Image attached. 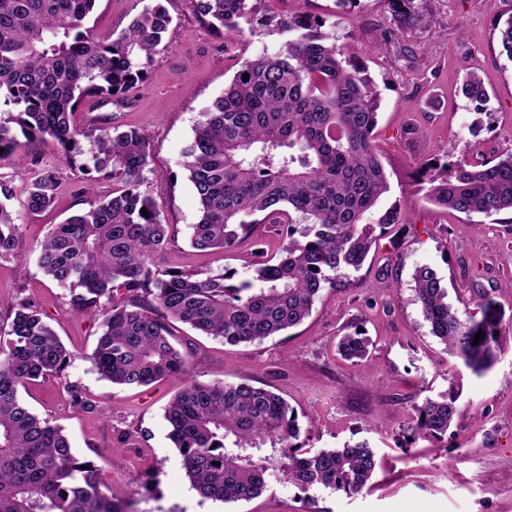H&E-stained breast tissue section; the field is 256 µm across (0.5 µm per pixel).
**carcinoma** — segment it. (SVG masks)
I'll return each mask as SVG.
<instances>
[{
	"label": "carcinoma",
	"instance_id": "carcinoma-1",
	"mask_svg": "<svg viewBox=\"0 0 512 512\" xmlns=\"http://www.w3.org/2000/svg\"><path fill=\"white\" fill-rule=\"evenodd\" d=\"M215 32L244 37L254 24L288 34L274 56L245 62L182 153L199 202L190 243L226 253L258 224L276 227L273 254L258 248L251 278L234 282L228 270L162 269L172 226L146 185L151 151L135 128L80 131L73 116L87 98L123 104L143 80L172 23L161 0H147L118 36L86 26L95 0H0V147L26 153L51 141L63 163L93 181L112 182V194H90L88 209L55 225L38 244L37 264L69 290L75 313L101 319L91 363L116 384L150 386L186 375V356L171 341L179 322L226 344L261 342L300 325L333 273L359 271L377 241L376 229L397 223L393 206L378 209L388 191L374 131L381 96L359 52L340 43L326 21L305 9L292 17L259 16L264 0H190ZM392 25L427 24L419 0H388ZM501 52L512 60V15L496 26ZM249 74L243 80V74ZM461 92L475 113L489 95L467 76ZM89 140L84 148L82 139ZM428 197L466 215L512 211V153L472 163L448 152L425 170ZM58 172L32 162L22 211L49 209ZM14 176L0 173V260L21 257L23 242ZM304 227L296 228L292 214ZM414 291L431 333L475 372L486 370L500 346V312L485 294L480 315L448 303L443 279L416 268ZM10 320L0 343V512H123L108 495L102 470L78 457L63 428L40 419L19 390L61 375L69 359L60 337L30 299L0 301ZM482 333L473 344L476 333ZM372 340L359 326L336 343L339 355L363 359ZM73 405L96 410L86 392L68 386ZM457 397H426L415 407L413 435L439 439L459 414ZM169 438L192 486L224 503L259 496L276 473L305 490L321 485L354 495L372 479L376 454L365 442L303 449L288 401L249 382L189 383L170 401Z\"/></svg>",
	"mask_w": 512,
	"mask_h": 512
}]
</instances>
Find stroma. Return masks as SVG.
I'll use <instances>...</instances> for the list:
<instances>
[{
    "instance_id": "obj_1",
    "label": "stroma",
    "mask_w": 512,
    "mask_h": 512,
    "mask_svg": "<svg viewBox=\"0 0 512 512\" xmlns=\"http://www.w3.org/2000/svg\"><path fill=\"white\" fill-rule=\"evenodd\" d=\"M173 18L165 47L124 105L86 99L74 116L79 130L109 122L148 135L145 172L164 222L175 236L156 263L163 268L250 272L256 243L277 249L270 224L253 225L249 240L228 254L190 244L198 200L181 166L182 152L212 100L242 63L277 53L284 34L255 26L241 40L216 34L189 0H166ZM431 25L401 31L407 61L373 48L390 26L388 0H309L307 9L332 25L340 42L363 52L382 97L376 142L389 190L381 208L397 207L399 221L379 235L357 272L339 271L304 322L261 342L228 345L178 325L176 346L190 373L147 387L118 386L94 370L89 357L101 333L97 317L72 313L68 292L52 282L34 252L54 225L86 207L84 174L64 167L53 144L39 145L43 166L61 179L52 209L23 215V261H0V298H32L70 353L61 376L20 391L39 417L61 425L74 452L103 466L112 498L129 512H512V212L467 216L430 202L419 182L422 162L447 152L479 162L512 153V61L501 56L495 30L512 15V0H422ZM142 0H96L88 23L120 33ZM477 75L489 94L488 112L475 117L460 87ZM434 268L449 303L474 311L476 292L498 305L501 351L484 374L472 372L432 335L414 292L417 266ZM362 325L373 345L353 364L336 351L339 336ZM247 381L282 395L296 410L306 449L365 441L379 466L368 485L346 496L321 486L300 489L276 476L258 497L241 502L204 498L190 484L170 438L165 410L188 380ZM82 388L97 410L72 407L67 386ZM457 393L459 414L440 440L414 437V405Z\"/></svg>"
}]
</instances>
